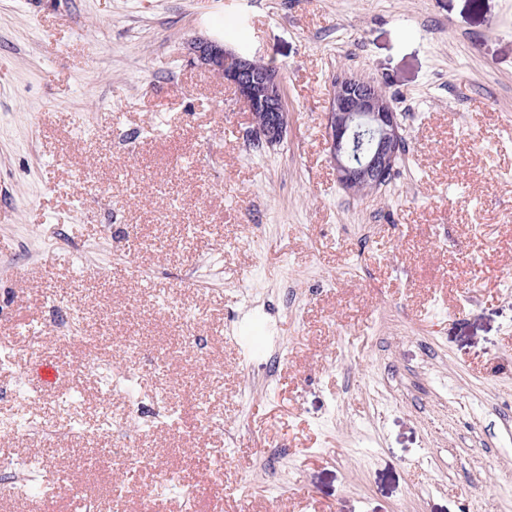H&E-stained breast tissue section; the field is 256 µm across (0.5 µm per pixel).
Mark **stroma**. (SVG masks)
I'll return each mask as SVG.
<instances>
[{"label":"stroma","mask_w":512,"mask_h":512,"mask_svg":"<svg viewBox=\"0 0 512 512\" xmlns=\"http://www.w3.org/2000/svg\"><path fill=\"white\" fill-rule=\"evenodd\" d=\"M195 37L282 72L281 144L254 148ZM345 73L383 87L406 141L363 198L325 136ZM2 239L0 386L52 360L41 403L121 415L91 356L152 406L146 468L62 419L0 435V459L51 473L50 512L127 484L121 512L187 492L196 512H512V0H0ZM56 305L78 341L32 343ZM202 407L223 428H196ZM168 471L181 491L149 497Z\"/></svg>","instance_id":"35a3bbf8"}]
</instances>
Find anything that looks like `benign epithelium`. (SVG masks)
Segmentation results:
<instances>
[{"instance_id":"benign-epithelium-1","label":"benign epithelium","mask_w":512,"mask_h":512,"mask_svg":"<svg viewBox=\"0 0 512 512\" xmlns=\"http://www.w3.org/2000/svg\"><path fill=\"white\" fill-rule=\"evenodd\" d=\"M197 64L224 76L239 101L254 115L285 110L282 76L274 68L260 69L250 56L200 37L189 43ZM256 139L273 145L286 129L276 121L255 127ZM330 161L340 186L363 185L373 192L386 185L403 144L399 113L392 99L378 93L377 84L359 76H341L333 84L325 113Z\"/></svg>"}]
</instances>
